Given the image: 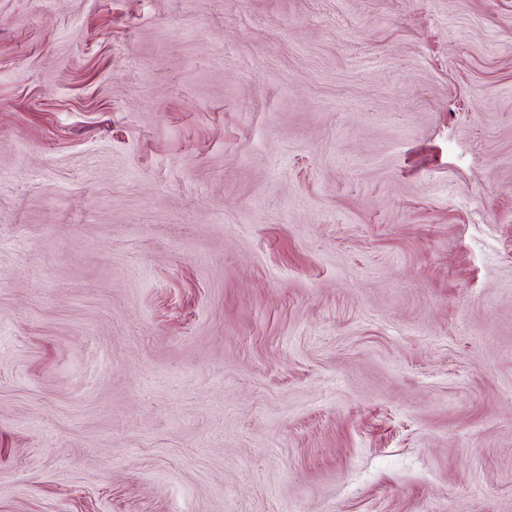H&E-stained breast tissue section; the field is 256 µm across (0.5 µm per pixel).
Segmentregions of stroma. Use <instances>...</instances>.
Returning a JSON list of instances; mask_svg holds the SVG:
<instances>
[{
	"mask_svg": "<svg viewBox=\"0 0 512 512\" xmlns=\"http://www.w3.org/2000/svg\"><path fill=\"white\" fill-rule=\"evenodd\" d=\"M0 512H512V0H0Z\"/></svg>",
	"mask_w": 512,
	"mask_h": 512,
	"instance_id": "35a3bbf8",
	"label": "stroma"
}]
</instances>
